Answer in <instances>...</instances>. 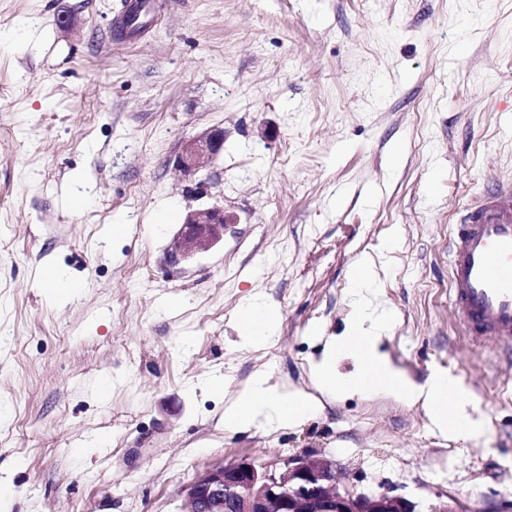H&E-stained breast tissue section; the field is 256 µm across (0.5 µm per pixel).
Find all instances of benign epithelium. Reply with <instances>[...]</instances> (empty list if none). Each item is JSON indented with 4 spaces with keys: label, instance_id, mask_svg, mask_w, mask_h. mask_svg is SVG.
I'll list each match as a JSON object with an SVG mask.
<instances>
[{
    "label": "benign epithelium",
    "instance_id": "7a95c632",
    "mask_svg": "<svg viewBox=\"0 0 512 512\" xmlns=\"http://www.w3.org/2000/svg\"><path fill=\"white\" fill-rule=\"evenodd\" d=\"M223 144V131H205L183 143L176 166L194 172ZM234 223L222 207L187 213L168 262L179 264L209 251ZM340 478L341 468L332 458L295 455L279 474L264 463L244 459L200 473L186 489L187 512H417L415 503L390 485L379 493L341 491Z\"/></svg>",
    "mask_w": 512,
    "mask_h": 512
}]
</instances>
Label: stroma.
Masks as SVG:
<instances>
[{"mask_svg": "<svg viewBox=\"0 0 512 512\" xmlns=\"http://www.w3.org/2000/svg\"><path fill=\"white\" fill-rule=\"evenodd\" d=\"M150 2L132 30L130 0H0V512H183L204 470L296 454L418 512H512V345L467 335L448 254L462 208L512 182V0ZM208 129L221 151L179 171ZM212 206L237 224L169 264ZM255 297L276 324L251 346ZM363 302L409 380H459L480 438L319 388ZM258 375L316 412L226 432ZM224 144V132L213 129L185 141L176 159V166L185 173L196 171L204 159L218 154Z\"/></svg>", "mask_w": 512, "mask_h": 512, "instance_id": "obj_1", "label": "stroma"}]
</instances>
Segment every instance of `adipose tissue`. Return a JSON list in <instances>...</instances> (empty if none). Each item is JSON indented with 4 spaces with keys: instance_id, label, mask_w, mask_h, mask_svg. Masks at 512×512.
Masks as SVG:
<instances>
[{
    "instance_id": "adipose-tissue-1",
    "label": "adipose tissue",
    "mask_w": 512,
    "mask_h": 512,
    "mask_svg": "<svg viewBox=\"0 0 512 512\" xmlns=\"http://www.w3.org/2000/svg\"><path fill=\"white\" fill-rule=\"evenodd\" d=\"M381 328L377 320L358 313L348 335L337 337L329 355L317 366L319 385L330 392L346 390L386 393L399 397L407 404L423 403L450 434L469 439L476 433L475 422L450 404L457 397L459 385L446 373L432 374L425 384L409 381L376 350ZM352 353L359 357L361 367L354 377L344 379L334 364L335 355ZM315 408L304 396L268 386L265 378L256 377L239 398L224 411V428L236 432L265 419L290 425L314 413Z\"/></svg>"
}]
</instances>
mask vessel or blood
<instances>
[{
    "mask_svg": "<svg viewBox=\"0 0 512 512\" xmlns=\"http://www.w3.org/2000/svg\"><path fill=\"white\" fill-rule=\"evenodd\" d=\"M451 251V291L467 327L488 342L512 339V185L464 208Z\"/></svg>",
    "mask_w": 512,
    "mask_h": 512,
    "instance_id": "obj_1",
    "label": "vessel or blood"
}]
</instances>
